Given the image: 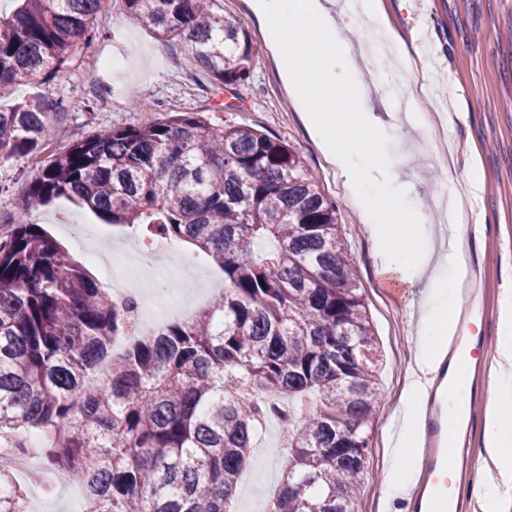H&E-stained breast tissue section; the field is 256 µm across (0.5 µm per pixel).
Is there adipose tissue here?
I'll list each match as a JSON object with an SVG mask.
<instances>
[{"label": "adipose tissue", "mask_w": 512, "mask_h": 512, "mask_svg": "<svg viewBox=\"0 0 512 512\" xmlns=\"http://www.w3.org/2000/svg\"><path fill=\"white\" fill-rule=\"evenodd\" d=\"M252 18L279 68L288 95L300 112L320 151L334 164L347 199L366 224L381 258L385 285L413 286L428 278L417 342L419 370L401 398L404 460L389 473L383 494L397 499L413 477L407 459L417 444L427 405L425 377L440 368L453 338L461 290L470 278L464 248L465 207L456 191L448 193V252L433 260L430 245L416 229V208L399 197L400 185L378 149L384 123L367 111L368 85L364 59L384 61L398 72L411 69L412 36L391 21L380 0H358L348 9L334 0H247ZM372 27L373 39L352 48L340 32ZM498 356L490 370V399L484 427L481 466L475 472L474 494L480 512H499L500 490L512 484V418L507 397L512 394V297H504L499 312Z\"/></svg>", "instance_id": "obj_1"}]
</instances>
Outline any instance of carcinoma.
Here are the masks:
<instances>
[{
  "instance_id": "carcinoma-1",
  "label": "carcinoma",
  "mask_w": 512,
  "mask_h": 512,
  "mask_svg": "<svg viewBox=\"0 0 512 512\" xmlns=\"http://www.w3.org/2000/svg\"><path fill=\"white\" fill-rule=\"evenodd\" d=\"M0 14V88L53 77L102 24L101 0H17ZM222 0H121L185 43L217 86L249 80L256 48ZM50 107L0 110V159L44 150ZM66 197L140 243L185 242L224 273V293L112 356L134 326L33 219ZM327 198L288 142L207 112L114 126L41 162L0 233V433H41L60 483L97 512H227L268 417L288 404L269 512H356L377 399L378 341ZM0 512H29L0 468Z\"/></svg>"
}]
</instances>
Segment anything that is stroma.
Listing matches in <instances>:
<instances>
[{
	"label": "stroma",
	"instance_id": "stroma-1",
	"mask_svg": "<svg viewBox=\"0 0 512 512\" xmlns=\"http://www.w3.org/2000/svg\"><path fill=\"white\" fill-rule=\"evenodd\" d=\"M382 6L416 35L413 56L430 88L419 98L422 111L429 115L456 112L453 124L442 132L453 149L456 190L467 195L469 222L479 227L466 242V255L473 281L482 290L477 298L478 324L493 350L498 344L501 296L504 289H512V0H408L404 5L399 0H382ZM223 7L225 17L246 22L257 50L258 60L244 85L215 86L180 43L159 40L152 26L125 13L120 0H101L103 30L77 44L76 61L50 80L38 78L6 88L0 93V105L44 99L75 139L114 126L156 120L170 112L210 109L216 119L251 126L294 147L316 174L322 192L339 205L342 233L384 359L369 465L357 510L404 512L405 502L388 504L382 487L395 462L398 407L416 353L411 308L424 287L383 286L379 258L366 227L348 203L342 179L290 101L245 0H223ZM139 100L148 103V110L136 108ZM380 149L395 165L408 202L423 205L422 227L435 231L439 171L423 150L418 132L408 120H401L399 126L386 129ZM38 164V159L28 157L0 160V224L13 214L15 199L34 178ZM474 167L482 174L475 191L466 181ZM34 218L75 262L87 264L103 287H110V280L86 258L96 246L131 256V263L122 269L123 277L150 282L157 307L177 300L190 286L208 288L213 295L224 289L223 273L206 255L191 252L175 261L157 256L153 249L140 247L137 230L103 223L87 207L69 199L38 207ZM279 471L277 460L253 457L240 478L239 512H255L268 475ZM29 497L40 502L39 512H80L70 487L57 483L49 472L38 487L30 489Z\"/></svg>",
	"mask_w": 512,
	"mask_h": 512
}]
</instances>
